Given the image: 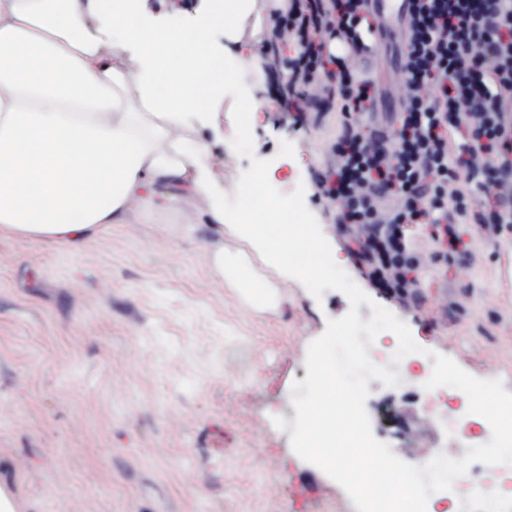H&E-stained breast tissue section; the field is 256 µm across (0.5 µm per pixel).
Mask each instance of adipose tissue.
I'll return each instance as SVG.
<instances>
[{
  "mask_svg": "<svg viewBox=\"0 0 512 512\" xmlns=\"http://www.w3.org/2000/svg\"><path fill=\"white\" fill-rule=\"evenodd\" d=\"M267 0H203L174 28L150 0H0V236L81 244L103 225L171 224L207 201L243 248L206 252L213 280L258 309L278 302L267 269L304 238L290 202L228 217L199 129L225 84L249 77L227 112L269 111ZM224 32L223 47L212 41Z\"/></svg>",
  "mask_w": 512,
  "mask_h": 512,
  "instance_id": "adipose-tissue-1",
  "label": "adipose tissue"
}]
</instances>
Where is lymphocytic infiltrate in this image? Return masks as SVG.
Wrapping results in <instances>:
<instances>
[{
    "instance_id": "f902f5d3",
    "label": "lymphocytic infiltrate",
    "mask_w": 512,
    "mask_h": 512,
    "mask_svg": "<svg viewBox=\"0 0 512 512\" xmlns=\"http://www.w3.org/2000/svg\"><path fill=\"white\" fill-rule=\"evenodd\" d=\"M370 0H288L272 10L273 41L290 35L285 107L311 100L340 117L333 162L319 180L336 222L357 245L375 285L412 298L420 258L408 239L430 224L442 256L460 223L512 229V0H408L402 80L408 95L391 132H365L371 82L358 79L339 42L359 54Z\"/></svg>"
}]
</instances>
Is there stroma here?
Instances as JSON below:
<instances>
[{"label": "stroma", "instance_id": "obj_1", "mask_svg": "<svg viewBox=\"0 0 512 512\" xmlns=\"http://www.w3.org/2000/svg\"><path fill=\"white\" fill-rule=\"evenodd\" d=\"M362 37L369 50L350 64L373 81L371 121L383 126L404 102L396 44ZM211 120L201 138L231 196L251 162L214 135L227 130V112ZM252 135L276 189L304 185L333 258L371 298L362 320L379 304L432 355L480 379L495 371L512 392V233L495 240L457 225L466 251L444 262L430 227H419L420 300L403 305L372 284L317 193L335 116L317 125L280 108L261 113ZM285 141L304 164L280 156ZM206 209L188 200L177 229L134 215L77 246L0 238V498L11 512H357L290 444L291 385L307 375L309 344L349 301L336 290L314 298L288 277L278 308L243 306L209 276L204 252L216 234ZM368 388L372 433L396 456L414 464L429 448L466 454L446 420L416 434L425 387L373 379ZM269 480L279 484L273 502L263 492Z\"/></svg>", "mask_w": 512, "mask_h": 512}]
</instances>
